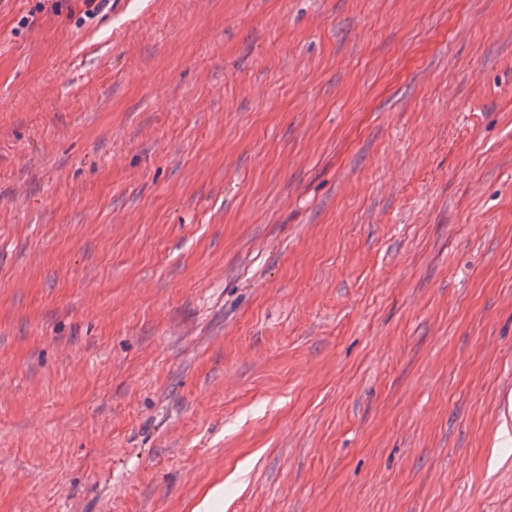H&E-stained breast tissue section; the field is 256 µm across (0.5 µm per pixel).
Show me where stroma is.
Masks as SVG:
<instances>
[{"instance_id":"obj_1","label":"stroma","mask_w":512,"mask_h":512,"mask_svg":"<svg viewBox=\"0 0 512 512\" xmlns=\"http://www.w3.org/2000/svg\"><path fill=\"white\" fill-rule=\"evenodd\" d=\"M0 0V512H512V0Z\"/></svg>"}]
</instances>
